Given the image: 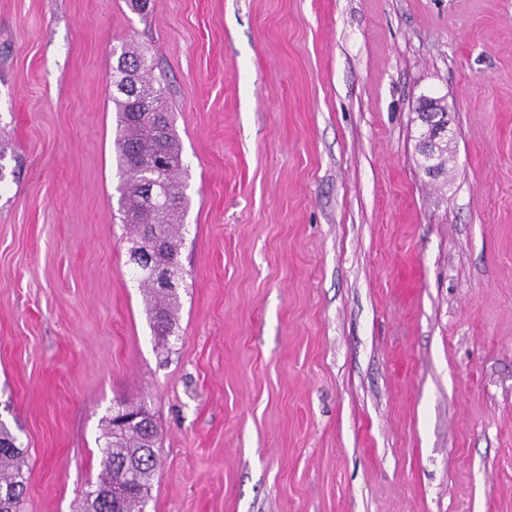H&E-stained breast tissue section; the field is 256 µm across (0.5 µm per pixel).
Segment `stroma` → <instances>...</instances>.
Segmentation results:
<instances>
[{
    "label": "stroma",
    "instance_id": "1",
    "mask_svg": "<svg viewBox=\"0 0 512 512\" xmlns=\"http://www.w3.org/2000/svg\"><path fill=\"white\" fill-rule=\"evenodd\" d=\"M130 40L188 200L165 349L119 210ZM0 148L26 512H82L125 400L158 428L144 512H512V0H0Z\"/></svg>",
    "mask_w": 512,
    "mask_h": 512
}]
</instances>
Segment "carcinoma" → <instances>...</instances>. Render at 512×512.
Returning <instances> with one entry per match:
<instances>
[{"label": "carcinoma", "instance_id": "1", "mask_svg": "<svg viewBox=\"0 0 512 512\" xmlns=\"http://www.w3.org/2000/svg\"><path fill=\"white\" fill-rule=\"evenodd\" d=\"M149 70L144 51L122 44L119 78L114 80L117 94L112 96L117 114L120 211L135 236L130 253L149 255L155 263L173 268L180 283L177 256L187 206L179 180L181 149L164 92L154 85ZM133 268L151 298L148 314L155 338L166 344L179 325L178 289L158 288L147 267L135 264ZM157 436L152 417L124 427L108 420L101 474L84 494L83 512H141L155 467ZM24 464V449L0 424V512H24Z\"/></svg>", "mask_w": 512, "mask_h": 512}]
</instances>
